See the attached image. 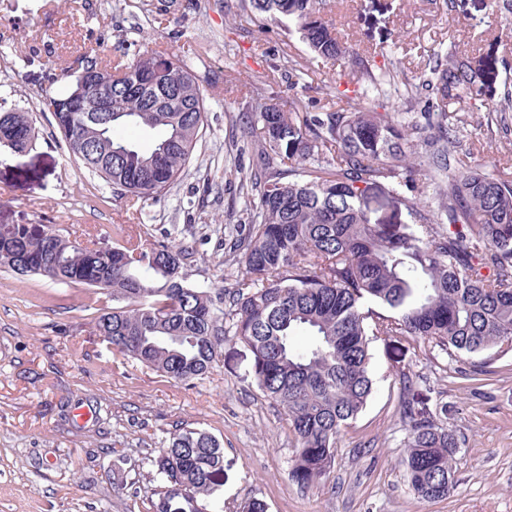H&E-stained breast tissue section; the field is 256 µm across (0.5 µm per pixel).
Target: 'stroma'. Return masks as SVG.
Instances as JSON below:
<instances>
[{"instance_id": "obj_1", "label": "stroma", "mask_w": 512, "mask_h": 512, "mask_svg": "<svg viewBox=\"0 0 512 512\" xmlns=\"http://www.w3.org/2000/svg\"><path fill=\"white\" fill-rule=\"evenodd\" d=\"M489 0H326L339 38L358 51L381 50L402 80L422 76L434 55L459 50L486 73L479 100L512 95V23L489 25ZM188 60L209 103L193 157L158 199L113 195L69 155L38 97L65 94L102 46L133 62L144 41ZM331 62L297 33L259 27L243 0H0V108L28 112L34 149L0 148V226L50 224L100 248L117 226L172 239L193 253V282L235 287L241 274L224 236L242 223L243 198L224 171L250 170L257 138L244 114L256 98L287 105L300 87L313 111L336 105ZM427 92L406 99L399 84L368 91L362 104L415 127L422 142ZM460 104L473 144L469 164H494L512 180V112ZM413 191L379 181L371 218L409 219L415 195L437 207L436 190L415 171ZM95 293L81 286L0 269V512H153L161 481L158 448L182 429L202 428L224 448L214 495L224 512L257 499L267 512H512V352L493 361L489 380L461 378V363L412 336L370 344L373 393L342 433L329 475L308 490L289 478L294 436L280 409L258 390L253 354L225 342L211 373L175 384L112 355L98 336ZM419 414L458 439L453 493L427 502L409 487L407 436L399 415L403 376ZM90 415L79 419L77 408Z\"/></svg>"}]
</instances>
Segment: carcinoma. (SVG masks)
<instances>
[{
	"instance_id": "carcinoma-1",
	"label": "carcinoma",
	"mask_w": 512,
	"mask_h": 512,
	"mask_svg": "<svg viewBox=\"0 0 512 512\" xmlns=\"http://www.w3.org/2000/svg\"><path fill=\"white\" fill-rule=\"evenodd\" d=\"M321 0H249L254 20L288 22L309 50L337 63L336 98L323 112L293 98L288 109L255 106L260 159L269 170L246 191L244 229L228 239L236 288L189 279L191 253L170 241L130 237L110 248L82 245L48 224L0 227V267L112 298L95 318L113 352L174 383L214 368L224 341L250 348L254 379L288 419L296 440L289 477L307 488L330 472L344 429L373 392V336L432 342L472 366L471 380L512 352V180L460 160L433 210L408 201L410 224H374L362 199L381 179L412 188L411 133L388 112L341 89L354 75L383 82L378 53L342 43ZM112 111L55 112L70 155L122 195L166 193L189 164L207 122L200 77L152 48L112 66ZM485 74L465 55L434 61L421 87L432 135L419 167L438 166V143L458 128L453 106L478 95ZM136 129L150 147L120 135ZM37 134L29 113L0 112V147L24 151ZM298 173L283 180L282 167ZM405 473L425 501L448 497L458 442L404 396ZM163 484L154 512H206L224 474V448L203 429L173 435L153 459Z\"/></svg>"
}]
</instances>
